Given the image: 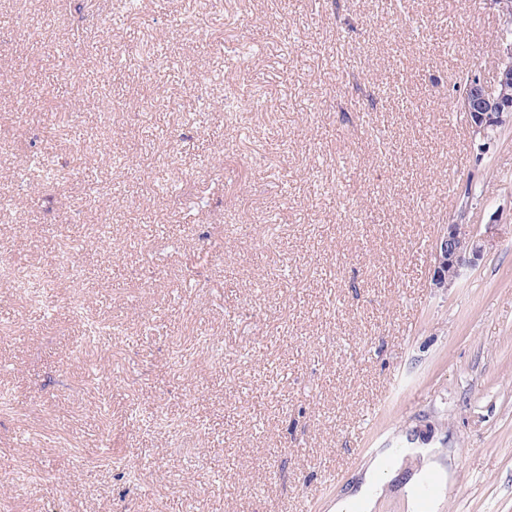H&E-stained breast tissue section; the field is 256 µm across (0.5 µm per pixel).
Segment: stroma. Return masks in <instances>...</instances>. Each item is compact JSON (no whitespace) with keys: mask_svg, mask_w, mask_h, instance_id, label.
<instances>
[{"mask_svg":"<svg viewBox=\"0 0 512 512\" xmlns=\"http://www.w3.org/2000/svg\"><path fill=\"white\" fill-rule=\"evenodd\" d=\"M101 2L0 0V247L54 282L44 316L0 286V512H330L414 435L435 512H512V125L452 109L489 0ZM461 218L483 255L434 288Z\"/></svg>","mask_w":512,"mask_h":512,"instance_id":"stroma-1","label":"stroma"}]
</instances>
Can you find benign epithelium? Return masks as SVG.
<instances>
[{
    "mask_svg": "<svg viewBox=\"0 0 512 512\" xmlns=\"http://www.w3.org/2000/svg\"><path fill=\"white\" fill-rule=\"evenodd\" d=\"M501 94L494 96L477 74L468 77L463 87L462 104L474 135L489 141L493 132L512 117V40H501L497 71ZM483 235L474 224L453 223L438 237L431 276L435 288L454 285L468 268L482 257Z\"/></svg>",
    "mask_w": 512,
    "mask_h": 512,
    "instance_id": "obj_1",
    "label": "benign epithelium"
}]
</instances>
